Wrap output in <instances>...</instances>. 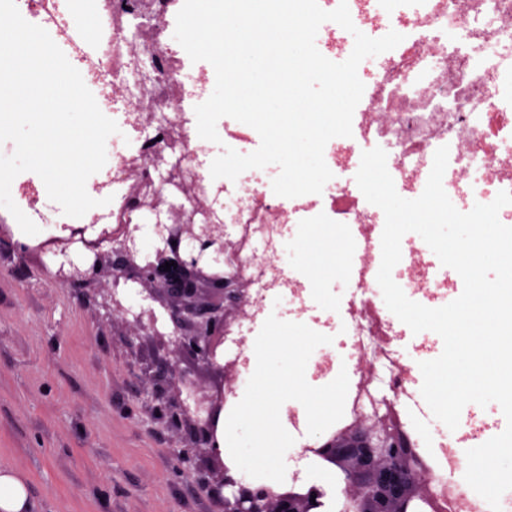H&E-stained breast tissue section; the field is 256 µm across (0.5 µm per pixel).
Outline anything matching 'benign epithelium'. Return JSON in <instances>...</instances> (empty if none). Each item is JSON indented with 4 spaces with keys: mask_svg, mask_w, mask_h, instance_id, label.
<instances>
[{
    "mask_svg": "<svg viewBox=\"0 0 512 512\" xmlns=\"http://www.w3.org/2000/svg\"><path fill=\"white\" fill-rule=\"evenodd\" d=\"M89 228L64 224L67 235L25 245L19 254H77L60 264L55 282L100 290L124 336L167 348L144 373L169 427L186 430L175 459L188 462L204 451L200 488L219 502L220 512H320L321 487L295 481L286 487L246 484L224 462L218 425L237 380L234 367L224 366V327L235 322L242 298V289L224 280V225L158 224V245L146 258L137 249L139 225L109 224L96 236ZM106 242L112 244L108 250ZM171 261L177 267L164 270ZM131 288L144 293V304L135 311L128 307ZM317 453L343 477L345 512H413L417 502L431 498L424 460L390 409L323 439Z\"/></svg>",
    "mask_w": 512,
    "mask_h": 512,
    "instance_id": "1",
    "label": "benign epithelium"
}]
</instances>
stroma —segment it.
Here are the masks:
<instances>
[{
	"mask_svg": "<svg viewBox=\"0 0 512 512\" xmlns=\"http://www.w3.org/2000/svg\"><path fill=\"white\" fill-rule=\"evenodd\" d=\"M58 260L0 247V469L25 476L36 512H220L199 490L200 466L175 468L180 441L147 395L143 368L164 358L118 336L101 294L55 284ZM324 281L316 315L333 341L332 368L355 371L341 320L351 291Z\"/></svg>",
	"mask_w": 512,
	"mask_h": 512,
	"instance_id": "stroma-1",
	"label": "stroma"
}]
</instances>
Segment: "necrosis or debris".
<instances>
[{"mask_svg":"<svg viewBox=\"0 0 512 512\" xmlns=\"http://www.w3.org/2000/svg\"><path fill=\"white\" fill-rule=\"evenodd\" d=\"M184 0H95L110 33L93 53L70 46L75 64L91 77L103 103L135 135L132 148L109 163L108 209L92 224H137L154 215L159 224H220L224 227V277L247 297L238 319L224 333V357L240 359L242 343L266 315L271 298H286L290 312L307 309L304 284L278 274L291 225L347 224L363 246L377 245V206L338 184L322 194L284 198L269 183L254 181L221 190L207 174L204 146L197 137L194 94L185 81L214 85V72L194 66L170 38ZM356 30L396 31L394 49L378 55L364 81V106L355 110L352 134L331 139L324 149L329 169L354 168L362 145L387 154V169L398 194L418 198L439 147L449 149L443 188L452 203L473 208L500 191H512V0H347ZM22 17L68 38L77 29L58 0H16ZM141 32L129 38L131 20ZM426 248L402 253L398 284L420 304L433 307L462 287L459 274L437 275ZM355 303L343 323L365 371L349 385L344 421L382 409L380 381L398 396L416 373L419 360L391 343L400 320L376 289L377 273H354ZM490 423L471 405L459 431L444 440L448 463L427 462L425 477L434 505L418 512H490L488 503L452 474L464 445L487 433Z\"/></svg>","mask_w":512,"mask_h":512,"instance_id":"4bbe7bcc","label":"necrosis or debris"}]
</instances>
